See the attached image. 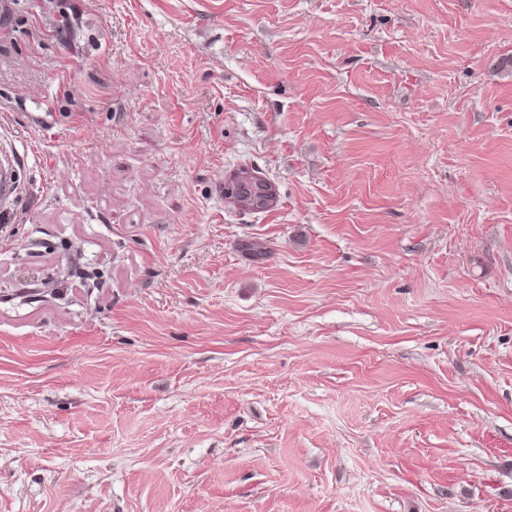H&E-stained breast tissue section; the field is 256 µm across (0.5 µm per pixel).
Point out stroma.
I'll return each instance as SVG.
<instances>
[{"label": "stroma", "instance_id": "stroma-1", "mask_svg": "<svg viewBox=\"0 0 512 512\" xmlns=\"http://www.w3.org/2000/svg\"><path fill=\"white\" fill-rule=\"evenodd\" d=\"M10 8L0 512H512V0ZM18 163L11 147L0 145V209L9 210L19 194ZM237 174L246 175L237 177L238 191L231 195L233 196L231 203L251 210L256 206L259 208L258 211H265L273 206L276 200V191L266 178L247 169H243ZM236 175L231 179H236Z\"/></svg>", "mask_w": 512, "mask_h": 512}]
</instances>
